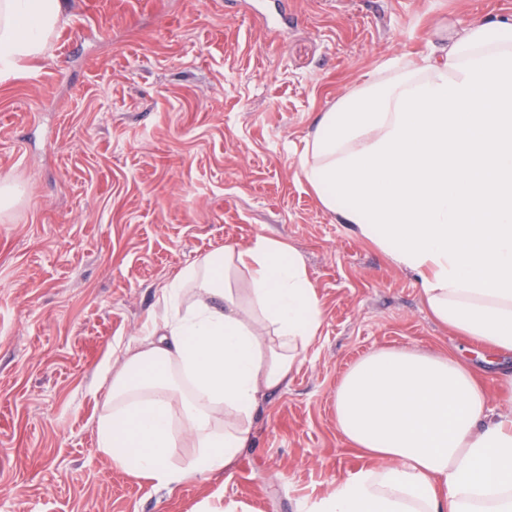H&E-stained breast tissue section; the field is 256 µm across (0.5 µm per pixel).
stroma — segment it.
<instances>
[{"instance_id": "stroma-1", "label": "stroma", "mask_w": 512, "mask_h": 512, "mask_svg": "<svg viewBox=\"0 0 512 512\" xmlns=\"http://www.w3.org/2000/svg\"><path fill=\"white\" fill-rule=\"evenodd\" d=\"M47 55L0 80V512H300L367 458L336 426L346 371L380 348L451 355L500 404L488 350L324 209L298 174L320 112L386 58L447 45L512 0H67ZM301 256L320 335L266 395L227 472L156 489L113 468L96 370L163 288L256 236Z\"/></svg>"}]
</instances>
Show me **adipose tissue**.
<instances>
[{
	"label": "adipose tissue",
	"mask_w": 512,
	"mask_h": 512,
	"mask_svg": "<svg viewBox=\"0 0 512 512\" xmlns=\"http://www.w3.org/2000/svg\"><path fill=\"white\" fill-rule=\"evenodd\" d=\"M65 3L0 0L1 78L44 56ZM298 165L325 209L417 275L438 321L512 352V14L461 24L440 50L387 58L318 116ZM238 264L250 274L243 294L226 284ZM322 324L291 246L259 235L209 253L102 365L100 452L156 488L223 472ZM335 415L374 464L304 512H512V410L491 412L472 366L372 352L343 378ZM187 444L193 457L178 461Z\"/></svg>",
	"instance_id": "obj_1"
}]
</instances>
